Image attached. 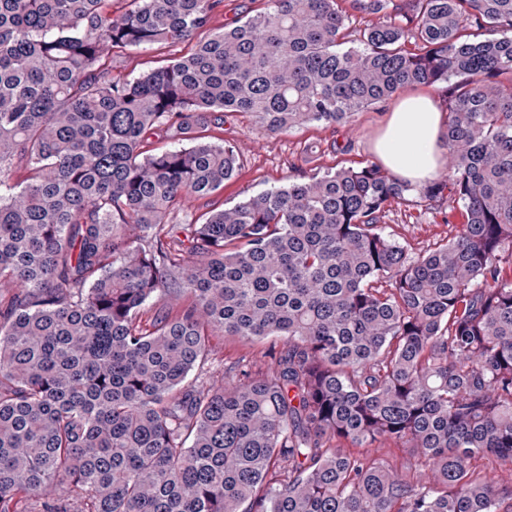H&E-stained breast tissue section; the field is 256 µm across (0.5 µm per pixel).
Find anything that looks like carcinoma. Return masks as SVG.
I'll use <instances>...</instances> for the list:
<instances>
[{
	"instance_id": "obj_1",
	"label": "carcinoma",
	"mask_w": 512,
	"mask_h": 512,
	"mask_svg": "<svg viewBox=\"0 0 512 512\" xmlns=\"http://www.w3.org/2000/svg\"><path fill=\"white\" fill-rule=\"evenodd\" d=\"M129 2L0 0V512H70L63 483L81 512H512L479 465L512 466V0H264L200 39L220 0ZM437 85L448 169L417 199L463 205L447 242L379 228L411 188L375 164L169 223L238 169L211 113L282 134ZM214 334L283 347L188 382ZM175 50L174 47L153 45L120 56L112 55V72L128 78L138 77L150 69L166 64L176 54ZM373 453L403 470L417 462V458L409 448H395L390 443L382 445L381 448H373Z\"/></svg>"
}]
</instances>
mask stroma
Instances as JSON below:
<instances>
[{
  "instance_id": "35a3bbf8",
  "label": "stroma",
  "mask_w": 512,
  "mask_h": 512,
  "mask_svg": "<svg viewBox=\"0 0 512 512\" xmlns=\"http://www.w3.org/2000/svg\"><path fill=\"white\" fill-rule=\"evenodd\" d=\"M174 54V48L154 45L113 57L112 70L135 78L166 64ZM397 104L393 98L380 110L358 113L349 129L311 123L277 136L247 116L225 113L222 120L212 124L211 130L217 139L234 143L241 163L239 174L214 193L191 200L188 210H172L171 222H180L188 211L207 217L251 195L319 172L377 162L375 142ZM462 221V206L452 207L443 200L426 206H392L385 214L383 225L408 253L414 254L451 237ZM276 344L272 337L253 342L231 336L211 337L209 355L195 368L193 376L201 381L212 376L223 377L247 364L271 365L270 351Z\"/></svg>"
}]
</instances>
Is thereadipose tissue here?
I'll return each mask as SVG.
<instances>
[{"label":"adipose tissue","instance_id":"obj_1","mask_svg":"<svg viewBox=\"0 0 512 512\" xmlns=\"http://www.w3.org/2000/svg\"><path fill=\"white\" fill-rule=\"evenodd\" d=\"M441 112L428 96L406 98L392 112L375 151L398 178L421 186L444 162Z\"/></svg>","mask_w":512,"mask_h":512}]
</instances>
